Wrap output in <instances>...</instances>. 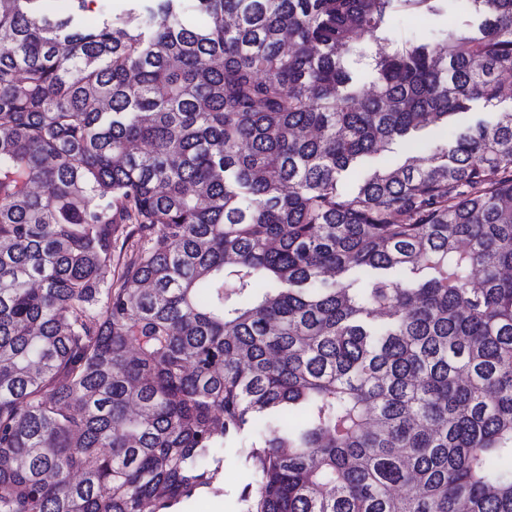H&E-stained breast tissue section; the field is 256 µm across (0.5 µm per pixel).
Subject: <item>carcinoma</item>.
Listing matches in <instances>:
<instances>
[{"mask_svg": "<svg viewBox=\"0 0 512 512\" xmlns=\"http://www.w3.org/2000/svg\"><path fill=\"white\" fill-rule=\"evenodd\" d=\"M397 1L0 5V512H169L247 426L243 512H512V112L340 184L498 105L512 0ZM152 3L148 0H88L86 9L82 12L83 20L88 24L95 23L105 12H112V15H115L135 9V12L139 13ZM465 0H441L433 11L394 10L387 36L396 44L427 39L439 41L448 28H476L480 19L466 8ZM360 53L350 55L347 59V68L354 81L368 84L372 80L370 55L375 49V43L369 36L360 39ZM512 109V97H505L496 108H486L481 102L473 104L470 111L462 113L448 124V127L427 128L422 132V139L417 143L404 141L393 142L388 148L381 149L377 153L363 158L357 165V177L362 178L375 170H382L388 167H395L402 164L406 158L419 155L428 145L443 144L455 140L460 133L468 128H475L477 125H490L495 123L498 112L510 111Z\"/></svg>", "mask_w": 512, "mask_h": 512, "instance_id": "1", "label": "carcinoma"}]
</instances>
